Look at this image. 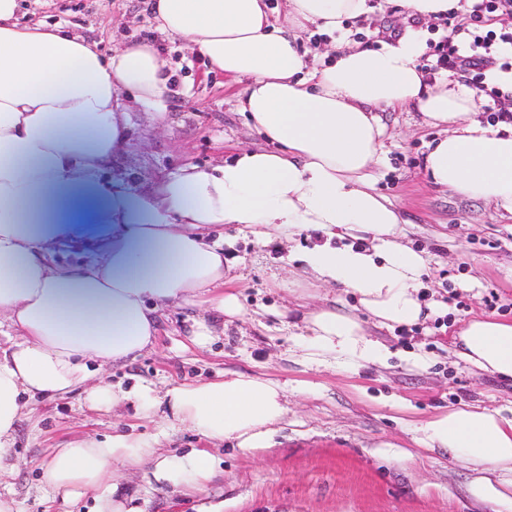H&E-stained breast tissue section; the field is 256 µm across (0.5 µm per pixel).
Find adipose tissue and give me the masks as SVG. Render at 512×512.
<instances>
[{
  "label": "adipose tissue",
  "mask_w": 512,
  "mask_h": 512,
  "mask_svg": "<svg viewBox=\"0 0 512 512\" xmlns=\"http://www.w3.org/2000/svg\"><path fill=\"white\" fill-rule=\"evenodd\" d=\"M155 3L160 33L187 39L211 70L246 79L239 108L263 143L133 191L102 172L126 149L133 105L165 118L168 77L155 43L105 56L62 27L20 24L19 0H0V478L14 471L8 458L29 401L78 388L94 409L129 403L150 419L164 407L208 442L270 447L288 415L279 382L231 371L160 392L96 378L154 346L168 305L240 316L225 280L227 224L263 243L314 232L317 244L296 255L300 281L357 295L359 311L303 314L295 335L303 361L386 365L391 353L370 338L366 319L408 327L444 303L424 299L428 259L400 242L402 215L375 187L383 112L413 108L442 129L425 158L433 185L512 215V124L477 120L475 97L455 74L427 78L416 32L377 48L341 37L344 21L373 12L370 0H285L275 19L265 0ZM311 29L331 37L317 65L299 49ZM81 186L91 189L86 208L106 205L115 229L97 240L92 264L56 267L58 205ZM454 344L466 365L512 380V320L475 315ZM418 431L425 449L472 468L474 498L512 507V415L465 405ZM147 467L156 482L194 494L215 460L202 448L166 453L158 436L117 429L52 448L43 484L66 505L89 495L93 512H143L121 483L123 472Z\"/></svg>",
  "instance_id": "1"
}]
</instances>
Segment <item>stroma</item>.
Here are the masks:
<instances>
[{"mask_svg":"<svg viewBox=\"0 0 512 512\" xmlns=\"http://www.w3.org/2000/svg\"><path fill=\"white\" fill-rule=\"evenodd\" d=\"M371 2L370 19L343 24L358 43L376 48L400 29L420 32L428 44L439 39V32L409 18L398 0ZM19 21L65 25L97 42L106 55L148 38L159 44L170 74L166 120L157 126L147 109L132 113L127 149L110 170L131 190L150 189L187 165L214 163L260 143L237 107L242 82L208 72L186 41L158 35L139 0H23ZM382 119L387 138L383 161L372 170L376 188L402 212L406 243L428 257L424 293L447 301V314L382 331L380 339L392 352L389 369L351 372L303 364L287 325L270 312L287 309L288 254L293 246L311 245L314 233H302L292 245L265 244L237 225L225 226L224 268L237 286L242 316L226 320L223 332L199 350L185 337L193 309L169 307L156 347L127 364L104 367L100 377L124 388L146 380L162 389L227 371L266 376L288 386V423L270 448L247 452L232 441L215 448L217 473L198 495L148 483L140 471L127 475L124 482L145 512H495L471 497L469 470L450 462L446 451L399 461L379 447L414 449L416 426L451 407L512 404L511 384L474 374L451 354L453 333L472 313L512 319V220L500 218L492 205L429 184L424 158L439 131L421 113L386 112ZM66 207L64 245L52 260L76 266L91 258V241L110 235L112 227L83 232L74 202ZM413 349L429 353L426 369H408L401 360L402 352ZM28 409L12 450L19 467L0 479V494L12 495L18 512H90L92 499L66 505L41 483L49 448L70 438H101L121 424L160 434L163 448L180 453L206 445L189 428L168 431L167 410L150 422L138 420L131 405L96 411L79 389L63 398L36 399Z\"/></svg>","mask_w":512,"mask_h":512,"instance_id":"1","label":"stroma"}]
</instances>
